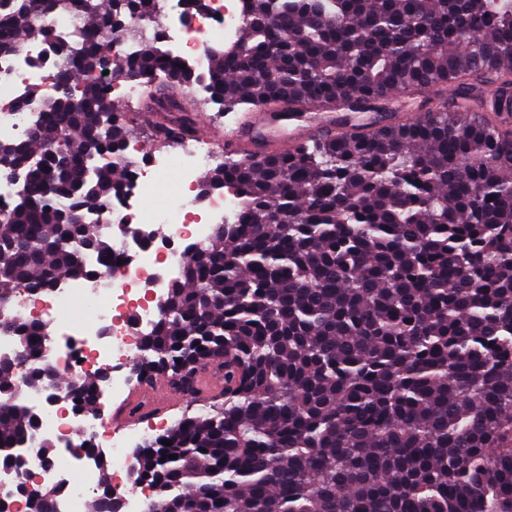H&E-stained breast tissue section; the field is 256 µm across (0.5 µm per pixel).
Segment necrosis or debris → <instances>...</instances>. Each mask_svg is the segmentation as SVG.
Segmentation results:
<instances>
[{
    "mask_svg": "<svg viewBox=\"0 0 512 512\" xmlns=\"http://www.w3.org/2000/svg\"><path fill=\"white\" fill-rule=\"evenodd\" d=\"M246 7V0H208L206 11L196 12L187 0H150L153 28L163 35L170 58L197 76L211 67L209 47L235 36ZM59 69V56L38 42L30 43L23 55H0V92L9 96L0 101V139L26 135L37 105L22 104L25 90L44 73ZM218 156L209 142L195 137L150 154L126 148L119 160L127 170L125 194L84 214L86 222L112 238L111 276L64 278L33 300L19 299L10 306L21 317L27 306H34L60 324L62 342L44 349L39 366L66 378L69 385L108 369L98 389L108 404L132 388L126 367L141 356V337L159 320L168 288L180 279L190 253L207 244L213 225L233 220L238 212L230 191L201 192L198 173ZM170 171L178 181L165 206L152 212L139 234L126 232L125 221L141 217L146 200L158 189L159 176ZM19 402L33 415L35 427L16 450L21 466L0 467L5 512H32L27 493L44 487L52 489L58 512H84L90 493L99 487L98 467L91 458L97 450L104 451L111 466L110 490L119 512H149L150 497L127 487L124 476L136 453L164 430V422L114 430L104 413L85 411L66 389L43 384L23 388ZM48 440L58 444V453L37 459L35 449ZM77 442L86 444V451H75Z\"/></svg>",
    "mask_w": 512,
    "mask_h": 512,
    "instance_id": "obj_1",
    "label": "necrosis or debris"
}]
</instances>
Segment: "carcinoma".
<instances>
[{
    "label": "carcinoma",
    "instance_id": "cac0c4a2",
    "mask_svg": "<svg viewBox=\"0 0 512 512\" xmlns=\"http://www.w3.org/2000/svg\"><path fill=\"white\" fill-rule=\"evenodd\" d=\"M148 2L0 0V55L54 45L55 9L86 24L55 95L28 92L29 133L0 139V179L26 173L0 223L3 310L92 275L91 254L112 260L80 209L126 186L112 157L136 114L112 105L115 77L168 113L158 140L196 131L180 91L199 78L128 26ZM115 32L138 44L117 69L103 44ZM211 58L205 102L221 111L321 106L340 130L211 173L239 221L189 255L135 372L190 397L210 365L224 402L137 455L151 512H512V0H248ZM57 138L65 154L50 157ZM5 321L23 350V368L0 362L7 461L34 428L16 391L45 383L49 336ZM97 381L71 390L81 408Z\"/></svg>",
    "mask_w": 512,
    "mask_h": 512
}]
</instances>
